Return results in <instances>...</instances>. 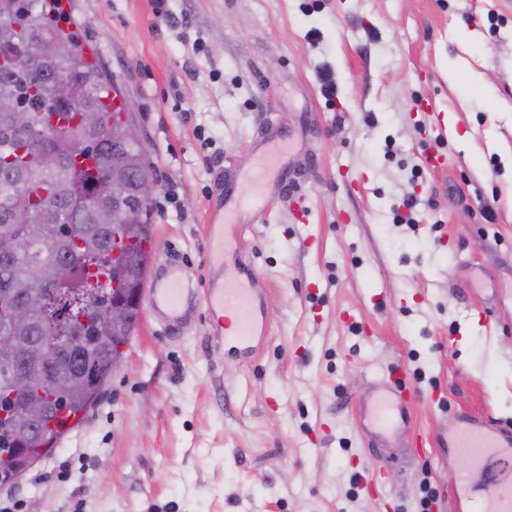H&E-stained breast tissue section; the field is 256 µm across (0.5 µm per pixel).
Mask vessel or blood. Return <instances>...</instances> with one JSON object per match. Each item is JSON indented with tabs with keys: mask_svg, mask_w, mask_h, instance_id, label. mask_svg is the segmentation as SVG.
Returning a JSON list of instances; mask_svg holds the SVG:
<instances>
[{
	"mask_svg": "<svg viewBox=\"0 0 512 512\" xmlns=\"http://www.w3.org/2000/svg\"><path fill=\"white\" fill-rule=\"evenodd\" d=\"M267 204V198L259 195L249 200L232 193L226 195L223 222L209 225L215 260L224 258L225 225L244 220L257 223ZM261 289L262 282L251 268L237 269L208 288L209 306L234 315L232 338L245 348L258 332L255 305ZM190 294L174 268L153 279L149 289L152 308L170 326L183 323ZM411 402L404 384L392 381L375 387L362 421V431L372 446H385L389 431L407 423ZM453 445L466 460L465 472L456 487L470 502L472 512H512V433L470 415Z\"/></svg>",
	"mask_w": 512,
	"mask_h": 512,
	"instance_id": "b4317fda",
	"label": "vessel or blood"
}]
</instances>
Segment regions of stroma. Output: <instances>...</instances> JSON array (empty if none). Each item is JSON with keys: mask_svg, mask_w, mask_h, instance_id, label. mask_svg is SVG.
<instances>
[{"mask_svg": "<svg viewBox=\"0 0 512 512\" xmlns=\"http://www.w3.org/2000/svg\"><path fill=\"white\" fill-rule=\"evenodd\" d=\"M67 2L136 105L159 181L152 269L175 263L194 293L176 331L143 304L103 396L12 486L25 512H418L425 481L432 512H456L465 463L444 438L467 415L512 428V307L482 309L512 289V0ZM272 120L295 177L270 187L254 170ZM240 173L273 197L224 229L226 261L265 284L250 351L210 336L206 302L209 208ZM409 198L417 223H395ZM394 373L418 394L422 451L377 454L361 432Z\"/></svg>", "mask_w": 512, "mask_h": 512, "instance_id": "1", "label": "stroma"}]
</instances>
